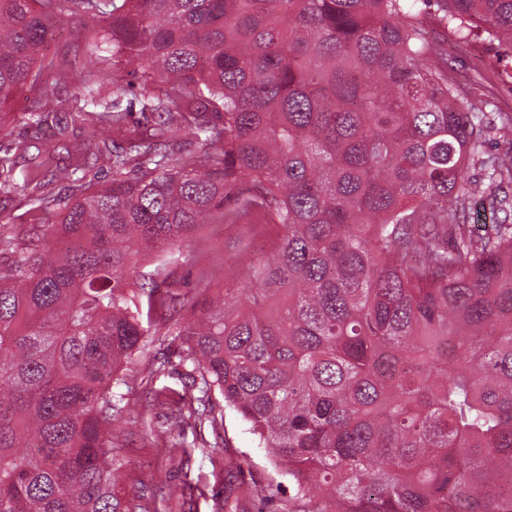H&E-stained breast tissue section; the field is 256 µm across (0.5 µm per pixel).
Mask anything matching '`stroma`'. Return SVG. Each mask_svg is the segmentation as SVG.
I'll list each match as a JSON object with an SVG mask.
<instances>
[{"label": "stroma", "instance_id": "stroma-1", "mask_svg": "<svg viewBox=\"0 0 512 512\" xmlns=\"http://www.w3.org/2000/svg\"><path fill=\"white\" fill-rule=\"evenodd\" d=\"M78 26L75 16L55 19L46 50L47 59L54 63V74L38 88L23 85L0 124L2 183L23 180L21 169L11 164L18 142L27 145L29 156L42 161L44 171L69 163L67 144L93 137L89 122L79 120L78 115L92 111L94 104L115 100L130 111L132 121L141 118L139 74L121 75L116 84L104 81L91 103L80 100L64 81L66 71L89 63L84 52L72 46ZM448 64L452 77L475 98L491 101L504 111L512 109V60L499 59L495 44L476 39L462 46L449 44ZM36 100L47 116L39 129L22 118ZM0 216L21 229L59 220L58 212L33 208L19 193L0 194ZM277 235L276 228L264 224L201 225L175 255L177 294L185 304H192L202 296L208 276L214 272L222 274L224 286L240 287L249 264L271 254ZM167 330L165 322L152 324L142 349L123 367L124 374L132 378L131 396L141 401L142 408L114 424L122 434L117 453L121 496L141 504L145 512H288L287 496L269 503L255 496V486L281 481L282 476L247 426L233 411L225 409L221 396H213L212 410L185 427L183 448L170 451L169 410L155 404L153 394L165 386L182 391L189 377L166 339ZM160 362L165 365L164 372L149 375L151 364ZM217 416L222 417V426L214 425Z\"/></svg>", "mask_w": 512, "mask_h": 512}]
</instances>
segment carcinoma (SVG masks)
Returning a JSON list of instances; mask_svg holds the SVG:
<instances>
[{"label":"carcinoma","mask_w":512,"mask_h":512,"mask_svg":"<svg viewBox=\"0 0 512 512\" xmlns=\"http://www.w3.org/2000/svg\"><path fill=\"white\" fill-rule=\"evenodd\" d=\"M59 13L140 72L143 121L90 113L110 179L75 167L30 197L58 223L0 217V512H136L112 423L155 314L200 386L154 401L182 427L218 392L299 512H512V153L484 152L512 113L471 99L435 35L512 51V0H0V108L52 68ZM474 199L503 214L489 233L460 224ZM223 223L277 244L183 314L167 256Z\"/></svg>","instance_id":"carcinoma-1"}]
</instances>
